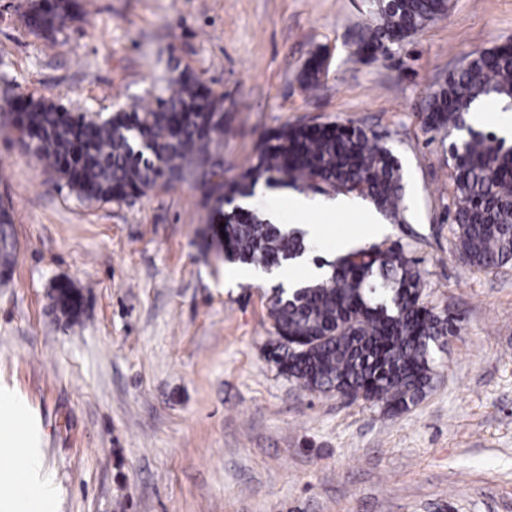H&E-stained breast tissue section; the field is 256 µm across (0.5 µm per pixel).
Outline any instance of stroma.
Returning <instances> with one entry per match:
<instances>
[{
    "label": "stroma",
    "instance_id": "1",
    "mask_svg": "<svg viewBox=\"0 0 512 512\" xmlns=\"http://www.w3.org/2000/svg\"><path fill=\"white\" fill-rule=\"evenodd\" d=\"M28 5L0 0V104L31 94L105 116L187 68L224 98L228 179L287 123L386 136L407 220L381 241L418 259L426 306L460 319L401 414L304 390L266 358L273 282L228 283L193 185L90 204L2 131L15 264L0 386L41 424L57 512H512V263L485 273L456 254L448 138L421 120L449 71L512 41V0H449L374 62L352 45L364 0H91L53 40L28 30ZM316 51L329 67L310 95L298 73ZM349 204L306 221L359 241L375 209ZM61 280L83 297L72 327L52 308Z\"/></svg>",
    "mask_w": 512,
    "mask_h": 512
}]
</instances>
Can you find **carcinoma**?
Returning a JSON list of instances; mask_svg holds the SVG:
<instances>
[{
  "mask_svg": "<svg viewBox=\"0 0 512 512\" xmlns=\"http://www.w3.org/2000/svg\"><path fill=\"white\" fill-rule=\"evenodd\" d=\"M80 9L78 0H31L27 26L56 38ZM372 22L355 38V53L392 54L447 14L448 0H367ZM324 71L312 54L299 73L315 92ZM512 101V52L502 44L476 51L448 73L427 98L421 118L430 132L466 131L449 152L454 165L455 249L470 266L488 270L512 261V147L492 131L465 123L475 101ZM0 126L45 164L55 184L86 202L125 201L157 186L192 182L211 211L224 216V245L232 259L265 271L307 250L288 231L239 206L258 184L301 193L362 198L401 223V164L385 140L353 123L286 124L264 133L249 165L233 180L213 168L224 141V99L201 76L184 69L164 91L102 117L74 112L41 97L0 107ZM13 219L0 216V270L11 272ZM316 281L289 292L274 289L269 315L275 336L269 359L310 392H335L397 413L415 405L433 377V351L454 333L448 312L423 306V281L404 246L373 245L332 261Z\"/></svg>",
  "mask_w": 512,
  "mask_h": 512,
  "instance_id": "carcinoma-1",
  "label": "carcinoma"
}]
</instances>
